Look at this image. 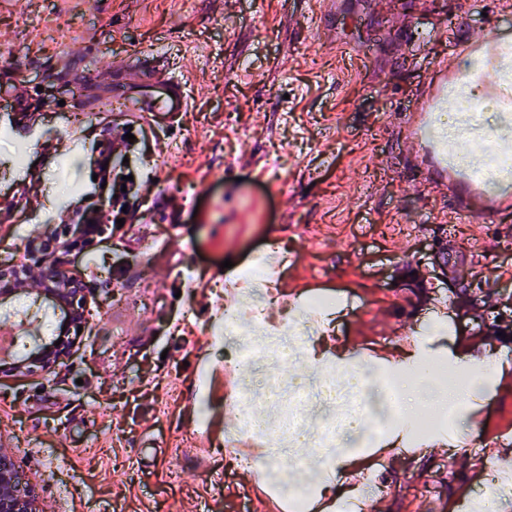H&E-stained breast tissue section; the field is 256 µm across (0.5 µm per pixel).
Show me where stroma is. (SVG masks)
I'll return each mask as SVG.
<instances>
[{
	"label": "stroma",
	"instance_id": "obj_1",
	"mask_svg": "<svg viewBox=\"0 0 512 512\" xmlns=\"http://www.w3.org/2000/svg\"><path fill=\"white\" fill-rule=\"evenodd\" d=\"M512 42V0H0V260L63 239L89 209L96 150L132 133L123 226L61 252L89 289L92 316L51 373L0 372V448L13 449L42 512H265L258 468L224 456L237 418L224 392L254 366L224 369V292L269 242L288 258L277 282L334 303L277 377L311 381L343 350L377 376L452 386L468 358L498 356L479 407L442 430L463 442L404 455L343 435L382 512H457L452 474L490 491L488 462L512 445V343L486 328L482 300L512 289V209L461 222L474 200L406 135L458 48ZM158 54L188 106L174 126L140 123L126 102L154 89L138 51ZM56 107H47V100ZM59 307L16 294L0 336L28 347L58 336Z\"/></svg>",
	"mask_w": 512,
	"mask_h": 512
}]
</instances>
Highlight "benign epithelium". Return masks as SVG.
<instances>
[{"instance_id": "1", "label": "benign epithelium", "mask_w": 512, "mask_h": 512, "mask_svg": "<svg viewBox=\"0 0 512 512\" xmlns=\"http://www.w3.org/2000/svg\"><path fill=\"white\" fill-rule=\"evenodd\" d=\"M36 293L37 297L60 306L71 324L86 322V288L83 281L64 270L59 259L34 254L15 263L0 264V297L17 293ZM70 351L66 340L60 345L50 342L24 358L8 353L3 356L0 370L25 372L34 368L51 370ZM0 512H37L31 491L24 481L15 456L0 448Z\"/></svg>"}]
</instances>
